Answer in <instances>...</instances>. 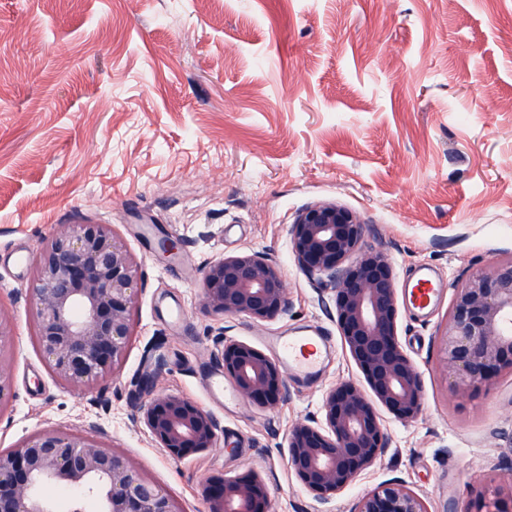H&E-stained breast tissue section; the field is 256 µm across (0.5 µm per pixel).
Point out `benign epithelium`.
<instances>
[{
	"instance_id": "1",
	"label": "benign epithelium",
	"mask_w": 512,
	"mask_h": 512,
	"mask_svg": "<svg viewBox=\"0 0 512 512\" xmlns=\"http://www.w3.org/2000/svg\"><path fill=\"white\" fill-rule=\"evenodd\" d=\"M366 225L336 203L304 207L290 227L292 253L304 272L330 292L345 348L367 389L330 388L323 417L299 424L288 439L289 466L321 503L347 489L388 447L375 405L401 420L422 411L421 381L398 340L395 275L387 254L366 250ZM139 280L133 254L110 224H75L56 233L34 266L36 336L52 372L74 386L107 379L124 359ZM204 312L268 321L288 312L279 264L260 252L225 256L202 271ZM13 323L0 310V404L10 391ZM440 358L453 391L473 392L512 375V255L494 260L455 285L440 333ZM212 359L240 394L260 407L285 390L280 364L263 351L224 336ZM134 407L150 434L175 458L210 451L218 424L176 394L154 393V375L135 383ZM47 483L71 495L57 504L39 492ZM207 512H270L257 472L211 476L201 484ZM180 512L176 501L127 456L83 435L44 430L13 451H0V512ZM512 504V472L491 477L476 495L478 512ZM358 512H428L408 486L388 483L362 498Z\"/></svg>"
}]
</instances>
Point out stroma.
I'll return each instance as SVG.
<instances>
[{"label":"stroma","mask_w":512,"mask_h":512,"mask_svg":"<svg viewBox=\"0 0 512 512\" xmlns=\"http://www.w3.org/2000/svg\"><path fill=\"white\" fill-rule=\"evenodd\" d=\"M317 202L358 213L364 246L391 258L423 389L415 420L379 409L387 451L326 505L297 482L288 437L363 376L291 251L296 213ZM77 222L114 225L140 273L126 359L90 390L51 374L30 305L36 255ZM165 235L175 259L159 256ZM241 252L280 264L287 314L202 311V267ZM510 255L512 0H0V307L15 335L0 449L44 429L93 437L181 512H206L205 478L252 470L271 512H357L394 482L429 512H466L512 466V375L454 392L439 333L455 284ZM421 267L444 285L423 318L408 288ZM305 330L333 349L314 381L287 378L266 408L208 400L218 336ZM152 371L156 392L216 418L222 449L176 459L157 445L129 397Z\"/></svg>","instance_id":"obj_1"}]
</instances>
